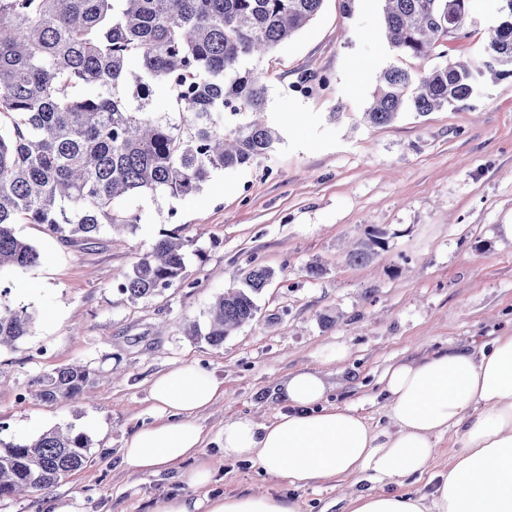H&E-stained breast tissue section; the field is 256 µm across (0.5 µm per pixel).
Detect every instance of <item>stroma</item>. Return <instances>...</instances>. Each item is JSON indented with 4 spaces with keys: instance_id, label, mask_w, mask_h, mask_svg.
<instances>
[{
    "instance_id": "35a3bbf8",
    "label": "stroma",
    "mask_w": 512,
    "mask_h": 512,
    "mask_svg": "<svg viewBox=\"0 0 512 512\" xmlns=\"http://www.w3.org/2000/svg\"><path fill=\"white\" fill-rule=\"evenodd\" d=\"M498 6L474 0L466 36L449 40L447 56L480 58ZM442 59L398 55L381 0H325L260 63L269 77L264 119L281 134L260 164L216 172L196 196L125 200L138 222L120 235L70 242L40 224L16 225L43 259L0 271L7 302L36 314L32 333L0 350V440L62 426L91 446L81 469L41 492L0 499V512H52L66 497L78 512H152L168 495L246 490L292 495L304 512H343L332 480L294 488L228 459L221 480L201 490L175 470L133 473L120 450L153 420L154 378L181 364L224 384L223 398L197 419L214 459L225 419L263 423L287 411L281 384L290 373H322L330 401L384 428L388 367L512 329V78L484 80L467 109L406 112L383 126L364 119L387 67L417 72ZM306 70L327 83L301 95L292 84ZM173 229L188 243L186 287L131 300L119 282L135 255ZM373 229L384 231V248L349 264L351 245ZM256 265L275 275L255 298L254 320L218 347L185 335V323L206 326L214 299ZM75 362L91 372L90 398L33 396V377Z\"/></svg>"
}]
</instances>
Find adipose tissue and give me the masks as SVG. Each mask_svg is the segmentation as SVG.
I'll list each match as a JSON object with an SVG mask.
<instances>
[{"instance_id":"obj_1","label":"adipose tissue","mask_w":512,"mask_h":512,"mask_svg":"<svg viewBox=\"0 0 512 512\" xmlns=\"http://www.w3.org/2000/svg\"><path fill=\"white\" fill-rule=\"evenodd\" d=\"M287 411L259 424L225 421V457L244 459L262 473L303 487L345 481L347 512H512V331L491 348L453 346L393 366L383 394L390 425L372 426L357 408L329 402L316 372L299 371L282 386ZM155 419L135 431L121 455L132 470L181 469L186 483L205 488L217 467L201 459L200 412L223 397L212 375L191 364L152 383ZM451 439L448 467L434 471L437 448ZM425 477L431 492L403 491L406 478ZM153 512H303L301 503L268 493L180 496Z\"/></svg>"}]
</instances>
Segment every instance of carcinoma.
<instances>
[{"instance_id": "cac0c4a2", "label": "carcinoma", "mask_w": 512, "mask_h": 512, "mask_svg": "<svg viewBox=\"0 0 512 512\" xmlns=\"http://www.w3.org/2000/svg\"><path fill=\"white\" fill-rule=\"evenodd\" d=\"M387 39L403 55L427 57L456 38L472 0H383ZM324 0H0V270L29 268L39 250L17 224H42L69 241L133 224L117 207L130 197H186L216 170L265 158L280 140L258 115L267 78L257 61L305 29ZM478 60L412 73L386 68L364 112L374 126L412 111L463 106L489 75L512 77V0ZM156 86L169 108H152ZM384 244L371 231L347 261L363 265ZM185 242L167 231L118 284L133 300L183 277ZM274 272L249 269L188 335L212 346L252 321L255 296ZM34 314L0 301V345L31 334ZM90 372L58 367L31 380L44 401L83 398ZM90 440L55 427L0 441V499L45 490L86 461Z\"/></svg>"}]
</instances>
